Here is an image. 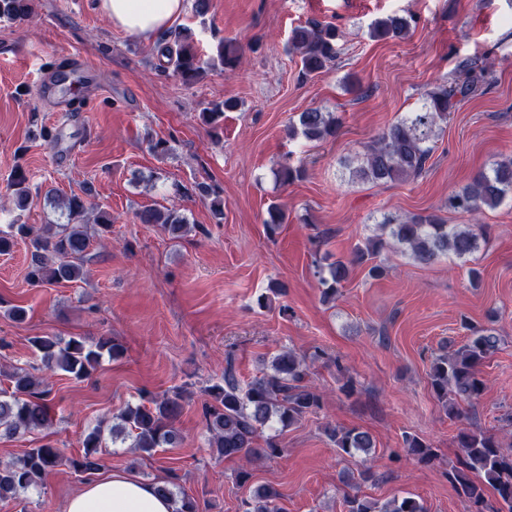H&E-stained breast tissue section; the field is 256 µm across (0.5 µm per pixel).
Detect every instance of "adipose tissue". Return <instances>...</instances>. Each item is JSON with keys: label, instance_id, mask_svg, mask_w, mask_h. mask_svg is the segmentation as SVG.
<instances>
[{"label": "adipose tissue", "instance_id": "ef3b65f1", "mask_svg": "<svg viewBox=\"0 0 512 512\" xmlns=\"http://www.w3.org/2000/svg\"><path fill=\"white\" fill-rule=\"evenodd\" d=\"M114 27L144 38L166 28L182 12L183 0H97ZM173 503L154 484L120 471L102 475L74 494L64 512H172Z\"/></svg>", "mask_w": 512, "mask_h": 512}]
</instances>
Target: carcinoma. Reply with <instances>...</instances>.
Segmentation results:
<instances>
[{
  "mask_svg": "<svg viewBox=\"0 0 512 512\" xmlns=\"http://www.w3.org/2000/svg\"><path fill=\"white\" fill-rule=\"evenodd\" d=\"M33 14V0H0V21L23 22ZM412 18L392 15L374 21L369 37L374 40L403 39L410 30ZM338 28L331 23L311 19L293 29L289 45L299 58L298 80L306 82L325 71L337 58ZM159 61L170 68L186 85L198 83L207 70L221 66L232 68L238 62L241 48L232 40L220 43L217 55L203 61L192 32L178 27L165 32L157 43ZM488 72L470 60L458 63L455 79L425 91L418 105L391 124L380 136L364 147L363 152L346 159L353 182L396 183L422 175L434 150L441 124L448 122L451 112L464 100L476 96L487 83ZM238 108L237 101H214L202 112L203 121L212 128L220 126L224 112ZM299 126L292 135L307 140H323L337 135L341 121L332 112L310 109L298 118ZM300 166L283 163L276 171L282 183L302 178ZM12 200L19 208L32 198V186L26 172L18 167L9 184ZM194 190L210 200L215 218L224 215V198L220 191L206 183H197ZM512 199V159L500 161L479 172L472 183L448 196V209L476 215L495 209ZM66 217L63 224H46L35 228L27 224H9L0 229V254L12 251L17 239L29 240L31 263L28 281L38 287L44 284L74 283L85 279L89 247L94 236H103L112 229V215L89 202L87 197L71 194L60 206ZM141 224H158L173 238L192 232L195 225L175 212L145 208L136 213ZM286 215L272 204L263 224L274 235L285 223ZM379 232L364 239L351 258L338 261L319 272V283L326 299H336L338 289L346 283L355 267L385 249H403L414 262L434 263L448 254L465 260L479 249L486 238L481 224H446L436 215H413L399 222L378 225ZM466 343L457 350L436 355L430 364L431 387L450 419L461 411L457 401L478 398L485 389L479 366L495 351L500 342L491 327L466 326ZM39 353L42 367L62 372L77 380L89 377L103 359H118L124 348L114 338L101 336L89 339L76 336L63 342L55 336L30 338ZM272 372L242 386L236 376L234 362L227 359L222 379L207 389L210 401L203 407L208 445L222 458L236 457L252 462L277 456L282 448L275 437H262L271 423L287 428L304 417L317 413L323 404L322 395L306 382L307 367L292 351L277 354L271 361ZM11 389L0 390V435L32 433L52 424L49 382L29 371L8 375ZM184 410L180 392L165 395L148 403L127 406L119 415L120 423L112 426V440H131L130 447L152 456L159 448H174L180 442L176 427ZM328 435L337 453L353 458L368 456L374 443L369 434L356 428L334 427ZM408 455L420 460L434 456V449L424 439L408 436L404 440ZM462 454L448 472L458 494L474 507L488 512H512V448H504L498 440L475 428L458 434ZM107 448L103 426L87 429L81 440V451L66 456L51 444L26 450L23 455L0 465V499L16 498L39 486L58 467L66 465L73 471L91 476L101 470ZM158 494L173 500L174 512H202L197 500L174 490L170 482L156 486ZM279 492L271 486L257 488L245 512H281L277 505ZM346 512H427L423 501L404 496L384 503L357 494L345 497Z\"/></svg>",
  "mask_w": 512,
  "mask_h": 512,
  "instance_id": "carcinoma-1",
  "label": "carcinoma"
}]
</instances>
